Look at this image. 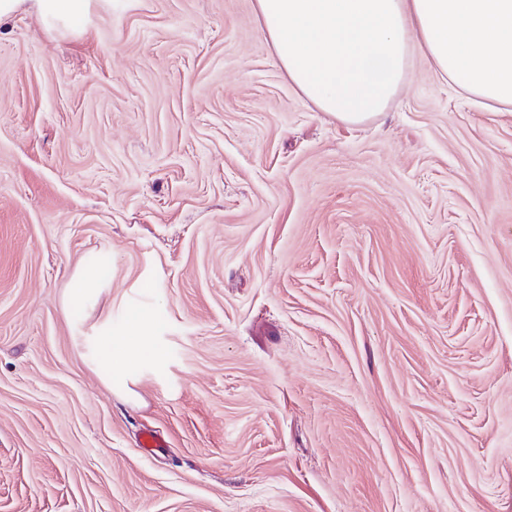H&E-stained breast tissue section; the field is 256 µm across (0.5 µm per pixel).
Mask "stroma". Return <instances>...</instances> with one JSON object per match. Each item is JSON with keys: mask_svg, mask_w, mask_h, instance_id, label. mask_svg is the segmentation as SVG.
<instances>
[{"mask_svg": "<svg viewBox=\"0 0 512 512\" xmlns=\"http://www.w3.org/2000/svg\"><path fill=\"white\" fill-rule=\"evenodd\" d=\"M134 311L129 398L88 338ZM0 512H512V112L417 52L338 121L254 0H26L0 23ZM39 9L50 14H66L81 17L87 6L85 0H36ZM99 273L91 264H83L65 295V304L70 312L84 311L94 300L99 282Z\"/></svg>", "mask_w": 512, "mask_h": 512, "instance_id": "obj_1", "label": "stroma"}]
</instances>
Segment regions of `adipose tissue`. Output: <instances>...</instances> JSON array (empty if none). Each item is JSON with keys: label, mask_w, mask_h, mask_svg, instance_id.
<instances>
[{"label": "adipose tissue", "mask_w": 512, "mask_h": 512, "mask_svg": "<svg viewBox=\"0 0 512 512\" xmlns=\"http://www.w3.org/2000/svg\"><path fill=\"white\" fill-rule=\"evenodd\" d=\"M255 9L289 80L340 120L382 112L416 49L474 102L512 110V0H255ZM133 320L132 340L108 320L93 329L95 370L113 390H126L148 351L154 321Z\"/></svg>", "instance_id": "1"}]
</instances>
